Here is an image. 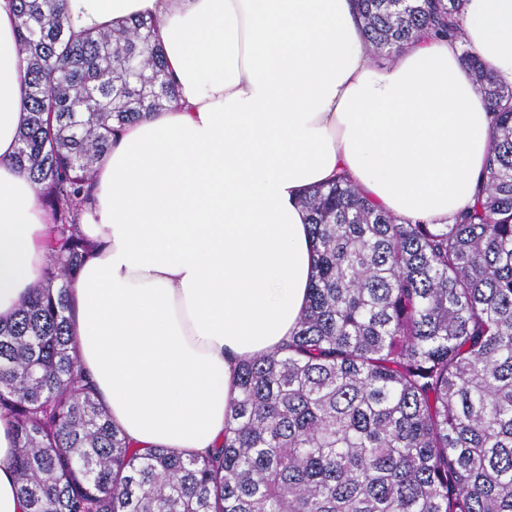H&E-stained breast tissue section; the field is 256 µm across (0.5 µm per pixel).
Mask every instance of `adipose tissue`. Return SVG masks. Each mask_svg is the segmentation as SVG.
I'll return each mask as SVG.
<instances>
[{
    "instance_id": "1",
    "label": "adipose tissue",
    "mask_w": 512,
    "mask_h": 512,
    "mask_svg": "<svg viewBox=\"0 0 512 512\" xmlns=\"http://www.w3.org/2000/svg\"><path fill=\"white\" fill-rule=\"evenodd\" d=\"M16 0H0V317L46 262L51 224L12 163L25 118ZM71 29L157 22L177 97L124 128L79 230L81 367L136 446L204 454L237 367L294 333L316 255L299 203L346 172L377 205L448 224L474 199L492 115L458 43L377 66L354 0H65ZM468 46L512 86V0H467ZM0 420V512H26Z\"/></svg>"
}]
</instances>
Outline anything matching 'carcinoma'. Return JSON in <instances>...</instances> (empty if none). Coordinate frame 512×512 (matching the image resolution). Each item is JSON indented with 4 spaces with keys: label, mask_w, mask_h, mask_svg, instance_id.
Segmentation results:
<instances>
[{
    "label": "carcinoma",
    "mask_w": 512,
    "mask_h": 512,
    "mask_svg": "<svg viewBox=\"0 0 512 512\" xmlns=\"http://www.w3.org/2000/svg\"><path fill=\"white\" fill-rule=\"evenodd\" d=\"M466 0H357L375 59L459 43L493 137L474 203L412 223L345 175L300 199L317 256L295 333L239 363L218 448H138L79 366L78 230L122 128L176 97L156 23L80 37L17 0L27 115L14 163L50 213L40 280L0 319V419L26 512H512V86L464 41Z\"/></svg>",
    "instance_id": "1"
}]
</instances>
